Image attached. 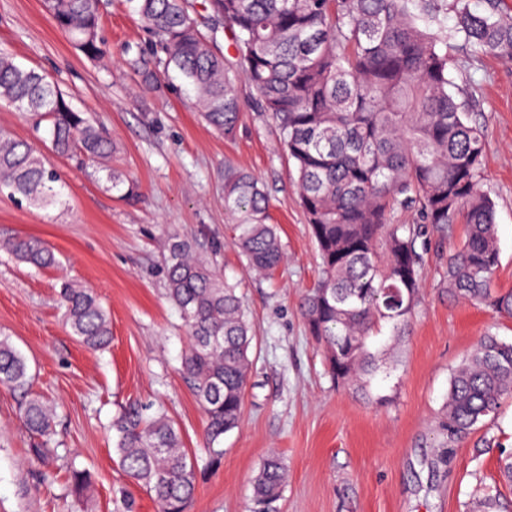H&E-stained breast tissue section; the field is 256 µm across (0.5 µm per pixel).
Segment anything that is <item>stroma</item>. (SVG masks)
Masks as SVG:
<instances>
[{
    "mask_svg": "<svg viewBox=\"0 0 512 512\" xmlns=\"http://www.w3.org/2000/svg\"><path fill=\"white\" fill-rule=\"evenodd\" d=\"M104 54L87 59L60 30L42 0H0V50L46 73L73 106L117 146L107 168L52 152L28 113L0 104V130L35 143L62 178L59 203L34 207L0 191V237L37 236L61 265L36 270L0 253V336L27 357L32 390L56 410V453L29 454L18 393L0 387V512H157L153 499L117 464L112 420L127 403L164 409L196 458L198 479L187 512H247L252 480L270 453L288 465L282 512H477L479 485L499 482L500 457L512 452V400L495 420L439 460L443 404L451 372L492 333L512 342V317L448 299L445 259L464 227L428 236L420 302L411 333L395 346L389 377H376L384 405L367 402L329 376L321 349L300 315L318 278L317 250L297 198L295 174L279 150L273 122L244 105L234 140L207 126L192 92L162 77L145 88L149 37L131 0H101ZM449 76L477 99L487 147L483 189L496 204L500 262L495 288L512 290V61L464 59L449 48ZM257 175L271 198L285 262L273 275L249 271L224 215V164ZM137 182L135 200L106 187L107 170ZM189 240L244 298L256 336L244 413L224 437L219 465L204 448V414L180 372L188 339L165 290V244ZM93 288L112 318V343L82 346L66 327L61 279ZM91 472L83 496L68 490L70 467ZM53 470L55 482L40 478Z\"/></svg>",
    "mask_w": 512,
    "mask_h": 512,
    "instance_id": "stroma-1",
    "label": "stroma"
}]
</instances>
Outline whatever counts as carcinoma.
Returning a JSON list of instances; mask_svg holds the SVG:
<instances>
[{"mask_svg": "<svg viewBox=\"0 0 512 512\" xmlns=\"http://www.w3.org/2000/svg\"><path fill=\"white\" fill-rule=\"evenodd\" d=\"M134 2L155 60L141 71L144 85L156 89L160 73L178 72L203 120L227 139L242 121L241 80L255 91L258 111L274 120L321 260L301 312L336 382L385 401L372 395L371 382L391 344L410 333L423 271L417 243L430 231L466 225L448 254V296L512 317V291L494 288L499 249L495 205L482 190L485 131L472 119V91L448 74L450 38L469 57L512 60V16L502 15L500 0H484L480 10L472 0H203L201 14L195 0ZM44 4L84 55H102L100 0ZM220 31L231 36V61L214 49ZM2 101L44 125L45 140L59 156L103 164L116 150L52 79L4 52ZM107 181L126 198L138 196L137 184L114 171ZM58 182L40 150L0 131V189L48 206L60 195ZM407 210L420 223H392ZM224 213L248 267L273 274L284 254L270 196L258 177L232 162L224 164ZM0 252L35 269L59 265L54 248L36 236L1 237ZM165 277L189 335L181 374L205 415V447L218 462L224 435L242 420L253 328L237 289L195 256L190 242L169 239ZM60 298L80 344L95 351L111 344L110 314L96 292L65 281ZM31 378L25 355L0 336V386L23 393L20 416L39 439L31 453L43 459L55 435L54 409L29 391ZM506 399H512V342L488 333L450 376L444 459ZM113 427L126 475L159 512H187L197 470L173 420L130 404ZM286 478L284 459L267 457L252 484L249 512H281ZM477 493L482 512H508L497 486Z\"/></svg>", "mask_w": 512, "mask_h": 512, "instance_id": "carcinoma-1", "label": "carcinoma"}]
</instances>
